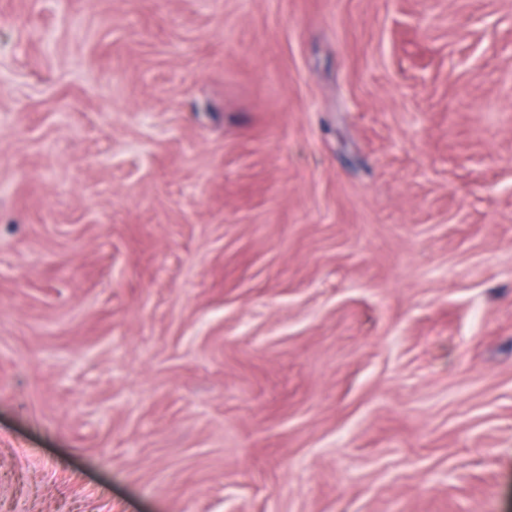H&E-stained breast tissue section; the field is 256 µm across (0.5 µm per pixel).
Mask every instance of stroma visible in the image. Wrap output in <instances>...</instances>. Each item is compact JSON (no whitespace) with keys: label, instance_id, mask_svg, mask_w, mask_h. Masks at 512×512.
I'll return each instance as SVG.
<instances>
[{"label":"stroma","instance_id":"obj_1","mask_svg":"<svg viewBox=\"0 0 512 512\" xmlns=\"http://www.w3.org/2000/svg\"><path fill=\"white\" fill-rule=\"evenodd\" d=\"M0 512H512V0H0Z\"/></svg>","mask_w":512,"mask_h":512}]
</instances>
